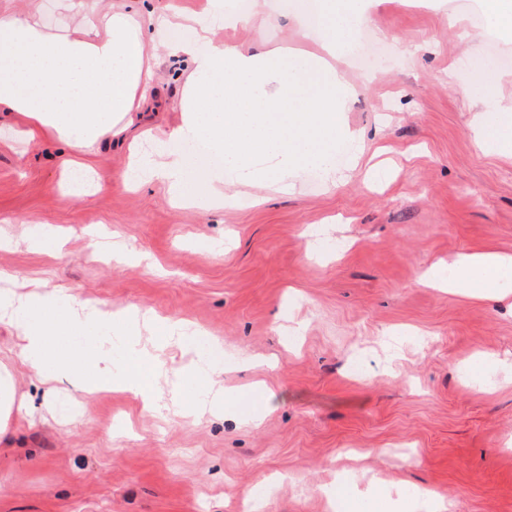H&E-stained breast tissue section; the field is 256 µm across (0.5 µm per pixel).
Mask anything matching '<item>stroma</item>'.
Masks as SVG:
<instances>
[{
  "label": "stroma",
  "mask_w": 512,
  "mask_h": 512,
  "mask_svg": "<svg viewBox=\"0 0 512 512\" xmlns=\"http://www.w3.org/2000/svg\"><path fill=\"white\" fill-rule=\"evenodd\" d=\"M479 0H380L362 32L388 60L347 55L356 91L347 123L363 134L357 166L337 181L308 164L282 193L239 188L230 208L172 205L161 184H124L127 145L85 158L102 186L68 198L52 138H18L0 109V270L100 307L183 318L203 333L158 364L129 360L124 341L80 336L84 361L108 352L114 375L158 371L174 401V369L219 363L234 389L224 413L158 417L130 392L75 393L76 424L58 423L53 395L0 323V365L29 414L0 436V512H391L434 490L444 512H512V300L419 285L431 264L459 255H512V159L481 141L461 94L483 72L512 101V66L485 40H463ZM67 25L66 0H0ZM286 0L265 19L218 31L238 44L301 45ZM53 226L61 251L20 244ZM116 234L152 266L103 253Z\"/></svg>",
  "instance_id": "35a3bbf8"
}]
</instances>
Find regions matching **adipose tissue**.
Listing matches in <instances>:
<instances>
[{"mask_svg":"<svg viewBox=\"0 0 512 512\" xmlns=\"http://www.w3.org/2000/svg\"><path fill=\"white\" fill-rule=\"evenodd\" d=\"M376 2L294 0L288 19L301 32L312 28L314 18L325 19L317 54L215 39L216 25L251 22L263 15L266 0H251L242 14L228 0H207L202 16L193 18L179 0H172L165 16L98 2L87 8L73 0V23L58 31L27 13L0 15V108L21 117L28 141L47 134L86 154L104 136L123 139L150 105L160 81V57L176 59L184 80L172 109L181 121L154 133V149L136 153L125 178L161 182L175 201L231 206L235 187L286 181L289 168L302 163L334 172L337 148L358 143V134L338 122L354 89L337 74L334 61L348 52L353 29ZM173 16L191 18L190 37L171 38L161 51L151 50L149 28L167 29ZM463 95L481 108L485 140L512 155V107L503 103L494 77H479ZM176 142L205 145L223 157V167L197 172L191 155L173 150ZM511 279L512 257L484 253L435 264L420 283L492 299ZM58 302V289L30 290L24 280L0 271V322L15 329L18 354L31 373L87 395L112 389L105 355L88 374L78 372L66 356L45 371V338L52 329L48 314L59 309ZM63 312L80 333L113 327L133 333L150 320L136 309L112 311L76 299Z\"/></svg>","mask_w":512,"mask_h":512,"instance_id":"ef3b65f1","label":"adipose tissue"}]
</instances>
